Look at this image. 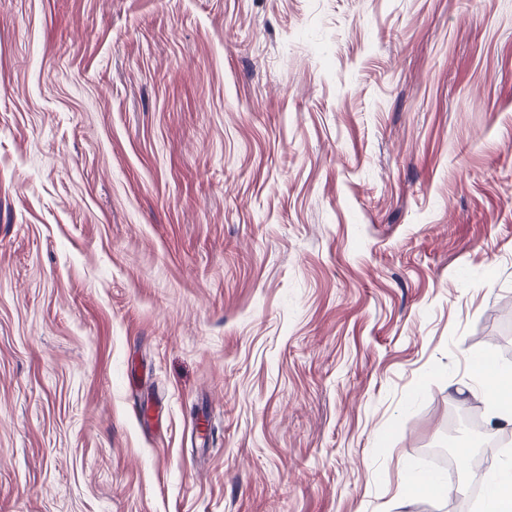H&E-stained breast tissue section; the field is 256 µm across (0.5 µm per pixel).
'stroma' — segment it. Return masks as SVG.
Returning <instances> with one entry per match:
<instances>
[{"instance_id": "1", "label": "stroma", "mask_w": 512, "mask_h": 512, "mask_svg": "<svg viewBox=\"0 0 512 512\" xmlns=\"http://www.w3.org/2000/svg\"><path fill=\"white\" fill-rule=\"evenodd\" d=\"M483 355L512 0H0V512H481Z\"/></svg>"}]
</instances>
